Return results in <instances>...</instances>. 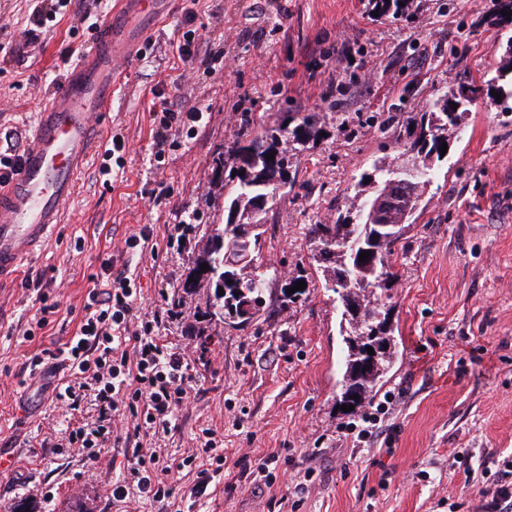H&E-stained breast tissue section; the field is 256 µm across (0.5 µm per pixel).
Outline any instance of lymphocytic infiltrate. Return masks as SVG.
<instances>
[{"label":"lymphocytic infiltrate","instance_id":"lymphocytic-infiltrate-1","mask_svg":"<svg viewBox=\"0 0 512 512\" xmlns=\"http://www.w3.org/2000/svg\"><path fill=\"white\" fill-rule=\"evenodd\" d=\"M150 116L160 143L173 131L195 132L204 121L201 108L177 110L164 99L152 105ZM91 280L78 331L57 348L44 349L31 364L37 367L45 359L56 360L63 376L55 398L69 409H77L86 394H93L96 418L69 430L66 446L95 461L109 443L122 440L119 422L130 424L136 434L143 430L170 433L176 411L194 390L193 371L208 365V339L192 336L182 348L171 351L156 336L152 322L134 323L132 304L138 288L128 264L102 259L99 273ZM133 454L135 460L123 483L112 488L113 498L121 501L136 492L171 506L173 489L158 473L159 454L138 447Z\"/></svg>","mask_w":512,"mask_h":512}]
</instances>
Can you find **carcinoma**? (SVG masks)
Returning a JSON list of instances; mask_svg holds the SVG:
<instances>
[{
  "label": "carcinoma",
  "mask_w": 512,
  "mask_h": 512,
  "mask_svg": "<svg viewBox=\"0 0 512 512\" xmlns=\"http://www.w3.org/2000/svg\"><path fill=\"white\" fill-rule=\"evenodd\" d=\"M369 7L380 16L397 15L409 7V0H369ZM477 94L478 89L471 87L438 97L433 110L422 113L413 130L406 131L409 139L406 153L413 154L419 162L416 176L407 177L405 161L392 165L384 159L377 160L361 175L359 190L349 208L338 212L331 224L310 225L314 245L312 259L322 270L324 288L339 294L341 304L354 305L359 311L357 317L342 311V320L347 323L343 329L347 352L339 402L354 406V414L372 399L374 389L395 359L390 307L385 302L394 278L390 256L416 221L426 187L432 181L433 159H441L440 146L448 142V137L462 134L466 116L463 106ZM319 121L317 112H293L282 117L276 126L254 134L248 144L235 142L234 147L215 160L217 180L221 187L227 188L228 211L247 215L261 230L249 238L250 257L244 261L230 251L241 223L212 225L207 246L196 259L193 281L182 283L186 291L202 284L208 288H223L224 293H214L211 317L249 324L260 319L271 307L267 302L271 274L258 263L271 220L269 213L280 191L295 183L296 175L289 173L287 145L305 146ZM257 141L265 145L264 156L250 161L247 152ZM269 155L274 159H267ZM259 197L269 198L266 209L260 212L254 205ZM364 251L370 256L361 262L359 256ZM204 263L209 270H201L200 265ZM303 280L305 277L300 274L282 284L278 308L296 303L302 291L289 295L287 289ZM373 343L378 344L380 353L369 363L366 348ZM355 395L359 399H353Z\"/></svg>",
  "instance_id": "1"
}]
</instances>
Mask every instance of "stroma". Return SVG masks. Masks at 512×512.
Masks as SVG:
<instances>
[{
    "mask_svg": "<svg viewBox=\"0 0 512 512\" xmlns=\"http://www.w3.org/2000/svg\"><path fill=\"white\" fill-rule=\"evenodd\" d=\"M110 2L71 0L33 56L25 37L38 0H0V45L15 50L0 74V148L5 133L30 135L67 48L88 44V30L69 35L74 16L93 6L107 15ZM189 5L177 0L112 97L101 134L124 136L123 168L103 182L92 157L57 238L16 282L0 285V512H163L143 499L113 500L130 449L93 461L42 447L45 437L60 440L65 410L52 400L58 374L31 373L29 362L76 332L90 276L106 256L131 265L135 318L157 320L168 345L184 343L213 299L211 289L182 287L210 225L225 217L212 159L238 140L245 112L266 127L288 112L320 115L315 147L293 158L297 181L277 198L261 251L277 275L269 296L300 272L306 288L294 306L249 325L205 323L211 369L197 375V397L170 434L142 437L143 447L178 461L200 429L223 439L227 462L205 494L196 492L197 467L169 472L183 512H494L485 491L512 460V99L494 96L512 84L496 71L505 50L497 37L512 24L500 21L496 0H413L398 18L372 17L367 0H200L191 23ZM190 30L202 38L196 76L166 83L172 45ZM461 85L480 93L463 133L434 163L428 205L393 256L398 357L372 402L391 391L397 398L377 436L357 443L344 435L353 415L338 408L341 312L310 259L309 227L335 220L354 178L377 158H397L404 128ZM158 92L205 111L197 135L175 133L156 147L149 109ZM185 211L196 221L184 247L169 248ZM146 226L148 248L126 257L125 237ZM42 293L57 309L29 340ZM177 301L181 321L166 316ZM463 451L466 467L455 461ZM244 455L269 461L272 486L236 467Z\"/></svg>",
    "mask_w": 512,
    "mask_h": 512,
    "instance_id": "obj_1",
    "label": "stroma"
}]
</instances>
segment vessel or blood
<instances>
[{"instance_id":"obj_1","label":"vessel or blood","mask_w":512,"mask_h":512,"mask_svg":"<svg viewBox=\"0 0 512 512\" xmlns=\"http://www.w3.org/2000/svg\"><path fill=\"white\" fill-rule=\"evenodd\" d=\"M171 9L172 0H113L108 21L52 87L17 173L0 181V283L17 280L22 266L57 234L64 206L99 144L112 91L150 32L147 19Z\"/></svg>"}]
</instances>
